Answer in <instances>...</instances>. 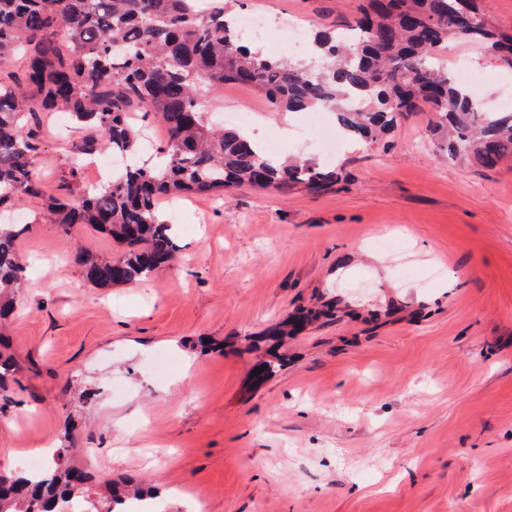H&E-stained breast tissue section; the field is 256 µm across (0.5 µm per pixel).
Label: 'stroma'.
Instances as JSON below:
<instances>
[{"label":"stroma","instance_id":"stroma-1","mask_svg":"<svg viewBox=\"0 0 512 512\" xmlns=\"http://www.w3.org/2000/svg\"><path fill=\"white\" fill-rule=\"evenodd\" d=\"M350 0H244V13L309 31ZM447 66L478 64L487 109L512 66L486 44L450 42ZM246 112L258 142L323 160L298 112L249 86L205 93ZM82 136L45 137L35 167L52 194ZM332 189L161 200L179 259L100 289L70 255L119 257L89 227L63 235L32 198L7 212L26 284L6 329L15 370L0 386V471L61 447L98 478L164 489V512H512V158L449 159L426 113L345 142ZM319 312L256 382L250 339ZM98 390L97 405L79 391Z\"/></svg>","mask_w":512,"mask_h":512}]
</instances>
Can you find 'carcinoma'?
<instances>
[{
	"label": "carcinoma",
	"mask_w": 512,
	"mask_h": 512,
	"mask_svg": "<svg viewBox=\"0 0 512 512\" xmlns=\"http://www.w3.org/2000/svg\"><path fill=\"white\" fill-rule=\"evenodd\" d=\"M237 2L200 9L196 0H0V212L41 194L34 171L45 134L40 112H60L89 131L79 154L110 150L126 160L111 180L92 187L70 167L61 178L68 194L44 207L65 235L90 226L127 245L115 260L75 252L84 279L97 288L147 278L174 260L178 245L158 212L164 197L244 184L321 193L338 183L336 170L313 159L276 166L239 130L213 127L201 92L226 83L253 86L278 111L334 112L354 140L372 141L421 111L450 159L471 153L494 168L512 156V112L482 111L439 59L457 38L485 42L512 65V33L492 30L477 0H469L468 20L462 0H355L351 23L315 33L313 66L254 54L233 26ZM18 50L27 60L24 77L8 81L4 65ZM138 112L166 131L160 161L150 166L137 158ZM18 235L0 224V326L16 311ZM298 329L284 321L261 337L269 352L256 365L266 366L257 381L284 366L277 347ZM7 349L0 335V382L13 372ZM143 490L131 479L121 487L95 484L84 467L57 461L37 476L0 472V512H60L73 495L114 505Z\"/></svg>",
	"instance_id": "obj_1"
}]
</instances>
